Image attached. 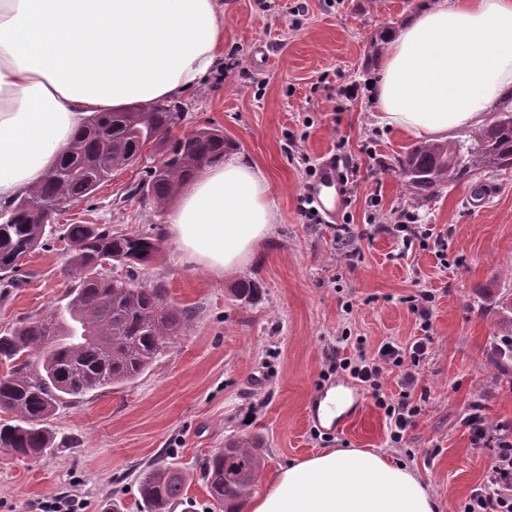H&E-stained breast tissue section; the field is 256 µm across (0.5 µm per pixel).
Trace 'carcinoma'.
<instances>
[{
  "label": "carcinoma",
  "mask_w": 512,
  "mask_h": 512,
  "mask_svg": "<svg viewBox=\"0 0 512 512\" xmlns=\"http://www.w3.org/2000/svg\"><path fill=\"white\" fill-rule=\"evenodd\" d=\"M181 113L164 100L132 105L94 117L40 184L0 209V281L11 285L20 260L41 243L47 224L62 201L77 202L107 181L112 172L135 164L149 144H164L160 163L148 170L142 196L164 206L203 167L228 151L224 131L202 128L172 138ZM498 175L512 169V97L497 104L493 120L452 141L413 145L398 167L408 190L431 200L450 183L475 174L478 167ZM63 238L73 246L72 298L62 307L37 314L0 335V448L18 460L39 457L52 448L46 420L67 398L129 382L144 372L184 334L194 319L189 307L168 301L161 284L136 286L110 278L114 263L130 268L158 253L159 237L130 235L111 226L68 224ZM235 296L252 303L261 288L244 281ZM500 323L512 326V290L494 299ZM495 352L512 368V333L497 337ZM263 459L254 443L231 440L203 463L202 478L211 500L227 512H240L260 477ZM186 478L167 463H150L140 474V512H173L184 498Z\"/></svg>",
  "instance_id": "1"
}]
</instances>
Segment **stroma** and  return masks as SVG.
<instances>
[{
  "mask_svg": "<svg viewBox=\"0 0 512 512\" xmlns=\"http://www.w3.org/2000/svg\"><path fill=\"white\" fill-rule=\"evenodd\" d=\"M222 2L224 55L240 66L216 65L177 98L183 118L171 134L222 128L235 151L266 168L278 220L258 258L219 279L178 263L165 236L150 264L114 265L115 277L163 284L169 301L193 308L195 318L136 379L59 407L46 422L54 439L47 454L22 462L0 451V512H38L39 501L56 495L79 497L85 512H138L137 476L160 459L187 476L176 512H212L204 459L225 440L250 437L266 458L258 489L290 462L328 448H361L405 463L438 497L441 512H461L492 456L463 424L469 408L479 405L489 426H512V381L492 359L506 329L489 305L512 289V177L480 172L421 201L396 174L415 139L376 124L370 83L381 60L370 57V44L433 0ZM263 42L280 49L259 70L252 59ZM350 83L359 87L352 100L342 94ZM292 136L311 161L340 151L358 166L335 223L309 224L300 215L310 179L288 157ZM142 157L63 207L52 223L162 227L166 209L138 192L157 148L145 147ZM403 212L430 229L431 245L407 248L388 231L387 221ZM352 245L359 255L349 254ZM71 252L55 235L22 259L20 287L0 286V331L66 304ZM247 279L264 290L253 305L234 294ZM423 291L432 294L426 331L407 303ZM425 333L432 344L414 389L421 412L402 447H391L384 411L369 394L345 430L317 435L306 425V397L326 385L325 354L337 337H347L350 355L358 343L372 354L382 343L405 345Z\"/></svg>",
  "mask_w": 512,
  "mask_h": 512,
  "instance_id": "stroma-1",
  "label": "stroma"
}]
</instances>
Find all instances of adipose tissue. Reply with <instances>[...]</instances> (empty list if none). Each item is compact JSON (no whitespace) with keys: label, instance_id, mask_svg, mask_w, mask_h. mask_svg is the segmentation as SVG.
I'll return each mask as SVG.
<instances>
[{"label":"adipose tissue","instance_id":"obj_1","mask_svg":"<svg viewBox=\"0 0 512 512\" xmlns=\"http://www.w3.org/2000/svg\"><path fill=\"white\" fill-rule=\"evenodd\" d=\"M224 46L219 0H0V202L37 186L93 115L178 96ZM512 90V0H436L389 38L381 125L429 141L480 128ZM277 222L267 170L225 154L182 185L165 233L214 276ZM248 512H440L403 463L360 448L288 464Z\"/></svg>","mask_w":512,"mask_h":512}]
</instances>
